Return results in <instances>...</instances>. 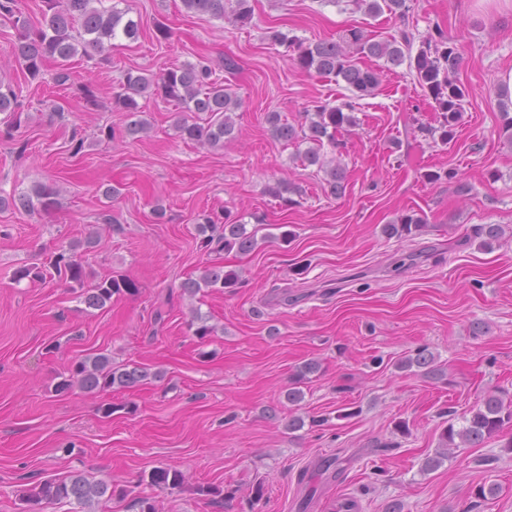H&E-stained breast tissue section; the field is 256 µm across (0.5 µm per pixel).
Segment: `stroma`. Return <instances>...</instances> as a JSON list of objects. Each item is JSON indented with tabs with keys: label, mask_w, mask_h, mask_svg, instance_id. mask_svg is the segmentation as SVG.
<instances>
[{
	"label": "stroma",
	"mask_w": 512,
	"mask_h": 512,
	"mask_svg": "<svg viewBox=\"0 0 512 512\" xmlns=\"http://www.w3.org/2000/svg\"><path fill=\"white\" fill-rule=\"evenodd\" d=\"M130 5L142 20L138 41L107 48L100 63L72 58L64 85L53 60L42 79L28 80L14 31L0 21V76L23 103L11 138H0V191L43 183L58 192L46 212L0 210V512H22V489L74 471L119 489L109 512H137L143 496L157 512H331L344 498L359 512H385L394 501L403 512H512V456L500 438L423 469L445 411L468 415L493 390L512 398V148L499 136L496 94L512 69V6L413 0L402 21L327 0H257L251 24L235 27L181 0ZM159 22L174 29L172 41H156ZM404 25L418 38L441 26L460 48L470 96L456 137L442 145L416 136L437 114L399 67L361 100L359 125L343 137L346 193L332 198L295 145L271 137L265 116L300 125L315 102L344 97L346 86L297 68L267 32L309 44L351 27L381 40ZM227 55L239 64L231 82L243 101L231 142H183L174 105L152 98L140 101L148 134L123 138L112 93L127 70L156 75ZM83 86L97 107L84 105ZM75 135L84 139L77 155ZM439 169L453 181L424 180ZM279 180L296 187V206L269 193ZM110 185L120 190L113 200L102 194ZM412 211L427 217L426 228L383 234ZM104 213L112 224L101 222ZM226 213L287 225L294 237L266 239L247 254L201 248L203 216ZM484 224L504 230L489 246ZM93 231L98 241L82 255L88 282L121 275L137 294L93 310L54 273L17 280L21 266L46 265ZM212 265L237 271L240 285L181 293L184 280ZM196 309L217 328L205 342L187 328ZM423 347L444 364L443 379L396 369ZM98 352L159 377L57 395L70 363ZM309 361L318 370L289 406L290 378ZM105 403L116 406L108 418ZM292 415L301 428H287ZM328 459L335 473L322 471ZM157 466L181 471L182 488H150L144 478ZM484 483L498 492L482 502L472 491ZM202 485L223 488V498L199 495Z\"/></svg>",
	"instance_id": "1"
}]
</instances>
